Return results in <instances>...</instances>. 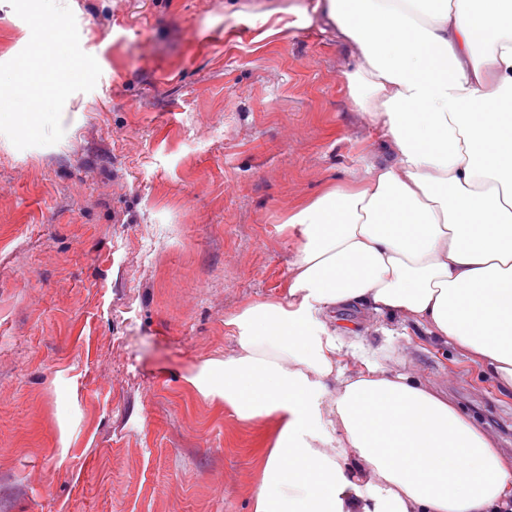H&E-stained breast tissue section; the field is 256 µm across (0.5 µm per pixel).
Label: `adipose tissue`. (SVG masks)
<instances>
[{
    "label": "adipose tissue",
    "mask_w": 512,
    "mask_h": 512,
    "mask_svg": "<svg viewBox=\"0 0 512 512\" xmlns=\"http://www.w3.org/2000/svg\"><path fill=\"white\" fill-rule=\"evenodd\" d=\"M392 159L286 218L288 296L233 316L189 378L271 420L253 512H512V464L413 377L341 365L331 315L392 314L512 392V0H321Z\"/></svg>",
    "instance_id": "1"
}]
</instances>
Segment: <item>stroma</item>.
Listing matches in <instances>:
<instances>
[{
	"mask_svg": "<svg viewBox=\"0 0 512 512\" xmlns=\"http://www.w3.org/2000/svg\"><path fill=\"white\" fill-rule=\"evenodd\" d=\"M316 2L0 0V512H252L273 424L187 379L284 295L289 211L390 157ZM338 318L342 365L413 376L512 459L478 363Z\"/></svg>",
	"mask_w": 512,
	"mask_h": 512,
	"instance_id": "35a3bbf8",
	"label": "stroma"
}]
</instances>
